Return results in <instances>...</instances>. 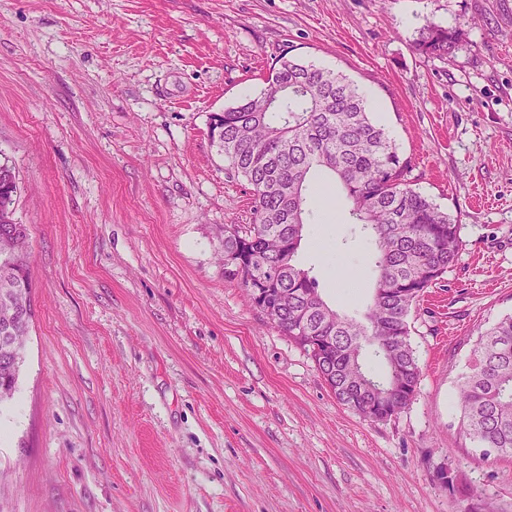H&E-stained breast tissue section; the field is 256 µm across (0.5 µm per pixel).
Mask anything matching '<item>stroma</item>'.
<instances>
[{"label": "stroma", "mask_w": 512, "mask_h": 512, "mask_svg": "<svg viewBox=\"0 0 512 512\" xmlns=\"http://www.w3.org/2000/svg\"><path fill=\"white\" fill-rule=\"evenodd\" d=\"M430 21L466 27L451 58L415 51ZM284 54L353 80L463 226L410 317L418 391L386 421L338 404L218 259L251 195L209 122ZM0 161L35 307L0 512H512V456L481 458L456 403L512 314V0H0ZM297 262L366 309L369 247L335 193Z\"/></svg>", "instance_id": "35a3bbf8"}]
</instances>
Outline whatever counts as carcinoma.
I'll return each mask as SVG.
<instances>
[{
  "instance_id": "carcinoma-1",
  "label": "carcinoma",
  "mask_w": 512,
  "mask_h": 512,
  "mask_svg": "<svg viewBox=\"0 0 512 512\" xmlns=\"http://www.w3.org/2000/svg\"><path fill=\"white\" fill-rule=\"evenodd\" d=\"M465 29L429 22L415 49L448 58ZM213 143L224 170L250 186L248 224L224 225V280L246 290L270 283L281 298L269 320L286 336L303 329L299 343L338 403L387 416L409 405L420 384L408 318L463 249L462 225L413 189L410 163L374 121L365 97L349 78L293 58L270 66L265 87L211 118ZM323 172L336 184L348 221L373 247L372 302L359 318L331 307L296 257L313 203L326 191ZM18 182L0 163V403L15 392L23 340L35 316L31 299L29 228L18 222ZM372 350L384 369H364ZM460 428L478 448L512 455V315L479 336L474 363L460 386Z\"/></svg>"
}]
</instances>
